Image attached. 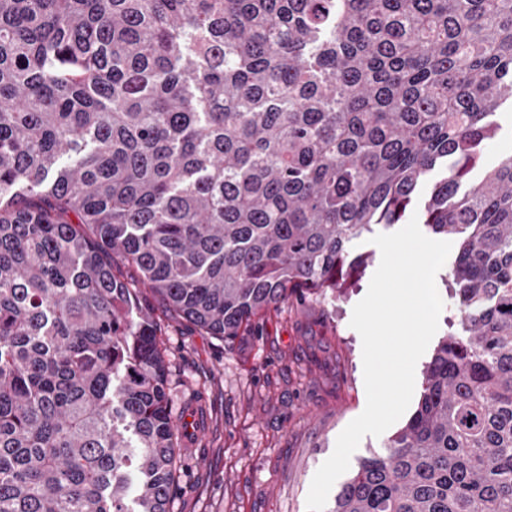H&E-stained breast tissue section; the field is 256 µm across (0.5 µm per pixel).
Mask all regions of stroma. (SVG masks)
Masks as SVG:
<instances>
[{"label": "stroma", "instance_id": "stroma-1", "mask_svg": "<svg viewBox=\"0 0 512 512\" xmlns=\"http://www.w3.org/2000/svg\"><path fill=\"white\" fill-rule=\"evenodd\" d=\"M354 251L368 265L344 296L290 299L230 344L163 307L135 268L116 266L160 326L175 419L193 406L203 415L198 433L181 439L171 512H307L315 472L366 405L350 320L381 252L365 237Z\"/></svg>", "mask_w": 512, "mask_h": 512}]
</instances>
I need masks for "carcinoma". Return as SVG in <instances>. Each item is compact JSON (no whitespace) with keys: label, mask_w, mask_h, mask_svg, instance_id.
<instances>
[{"label":"carcinoma","mask_w":512,"mask_h":512,"mask_svg":"<svg viewBox=\"0 0 512 512\" xmlns=\"http://www.w3.org/2000/svg\"><path fill=\"white\" fill-rule=\"evenodd\" d=\"M512 0H0V512H170L140 284L231 340L461 236L418 406L328 512H512ZM497 121L500 125L498 134L486 148L481 164L471 173L472 181H478L487 169L496 166L504 155L512 153V109L509 104L497 113Z\"/></svg>","instance_id":"obj_1"}]
</instances>
